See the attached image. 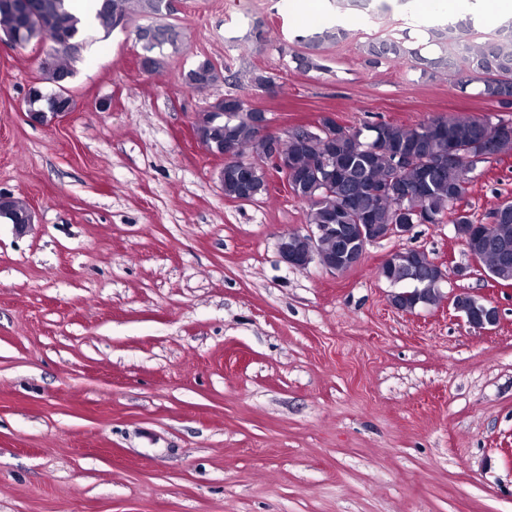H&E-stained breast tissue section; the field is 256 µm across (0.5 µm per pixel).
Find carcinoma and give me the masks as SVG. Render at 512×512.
<instances>
[{
	"label": "carcinoma",
	"mask_w": 512,
	"mask_h": 512,
	"mask_svg": "<svg viewBox=\"0 0 512 512\" xmlns=\"http://www.w3.org/2000/svg\"><path fill=\"white\" fill-rule=\"evenodd\" d=\"M7 0H0V32L9 30L24 47L38 39L41 31L50 32L55 53L41 62L44 79L58 83L62 74L73 76L70 59L75 52L72 45H84L87 25L68 7L69 0H12L16 8L3 9ZM127 16H162L163 0H99L95 26L108 34L113 31L112 18L116 10ZM475 19L448 17L443 27L424 29L428 43L439 50L437 56L422 53V47L413 44L409 36H375L359 46L365 61L378 64L383 60L415 62L424 74L447 68L465 76L463 85L476 81L481 84L480 95L502 106L512 105V20L500 25L495 36L481 44L471 40ZM348 32L339 27L316 30L300 38L305 53H295L292 59L297 68L305 72L321 71L322 45L327 41L341 42ZM224 79L223 71L208 59L200 61L186 73L188 86L201 83L209 88ZM224 120L207 119L197 124L195 132L201 143L219 150L226 142H233L238 153L253 160H263L267 153L264 139L258 136L248 116L244 101L229 94L224 97ZM343 136L332 143L319 141L316 149L296 135L288 136V161L295 174L292 195L307 206L309 224H375L384 229L398 224V199L392 195L374 194L370 185L392 178L395 184L420 192V203L427 210L432 223L471 224L469 211L460 207L477 171L484 167L462 159L448 158L450 142H458L478 151L493 123L488 116L435 118L415 126L380 122L364 128H349L333 123ZM414 153L421 163L412 166L395 165L396 155ZM324 155L336 167V181L322 186L312 172L315 156ZM224 197L233 201L257 199L268 191L263 176L256 174L255 182H246L231 167L224 168ZM26 204L10 195L0 197V212L8 218L24 213ZM502 247L512 254V202L500 216L481 225L465 238L470 256L483 265L485 271L498 282L512 285V266L504 268L498 263ZM429 256L419 249L398 251L393 261L384 266L383 278L401 277L407 267H422Z\"/></svg>",
	"instance_id": "obj_1"
}]
</instances>
